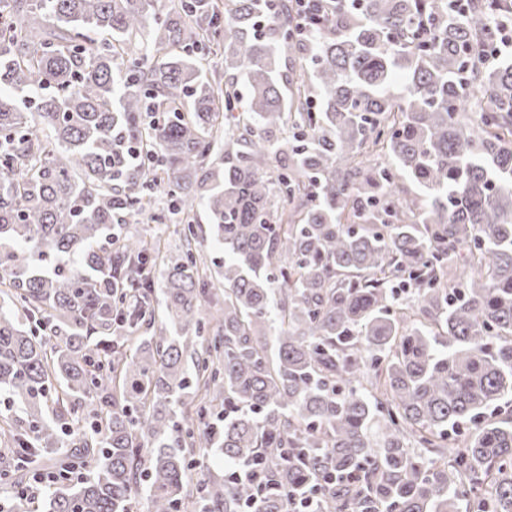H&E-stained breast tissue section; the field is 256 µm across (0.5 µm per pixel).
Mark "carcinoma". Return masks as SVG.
Wrapping results in <instances>:
<instances>
[{"mask_svg":"<svg viewBox=\"0 0 512 512\" xmlns=\"http://www.w3.org/2000/svg\"><path fill=\"white\" fill-rule=\"evenodd\" d=\"M324 8L0 0V481L56 455L46 512H512V0ZM162 196L215 316L193 224L124 228ZM212 448L272 484L191 492ZM167 201L163 199L152 211L160 219L153 221L148 219L150 225L145 224H130V230L135 228H147L148 233L159 241V248L162 254H169L177 252L183 241V227L180 223L179 216H172L167 209ZM158 224V225H156ZM195 224V229L198 232V238L196 239V245L198 249L202 251L204 256L207 259V263L209 266L211 265V260L214 259V262L221 263L224 261V250L215 245L208 235V217L204 208L198 207L195 209V220L193 222ZM202 229V232L200 231Z\"/></svg>","mask_w":512,"mask_h":512,"instance_id":"cac0c4a2","label":"carcinoma"}]
</instances>
